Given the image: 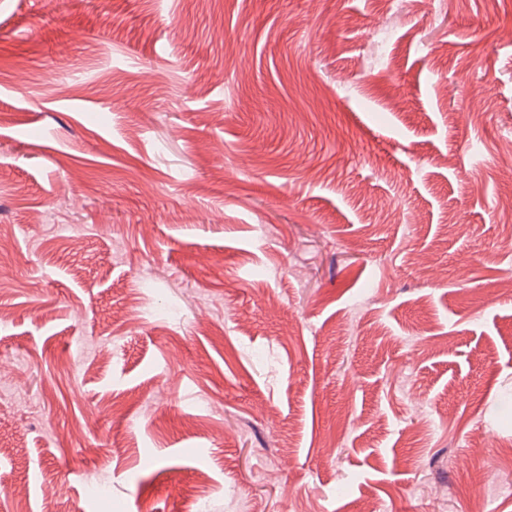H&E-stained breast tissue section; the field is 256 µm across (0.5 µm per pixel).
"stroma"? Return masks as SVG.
<instances>
[{
	"mask_svg": "<svg viewBox=\"0 0 512 512\" xmlns=\"http://www.w3.org/2000/svg\"><path fill=\"white\" fill-rule=\"evenodd\" d=\"M388 10L0 0V512H512V0Z\"/></svg>",
	"mask_w": 512,
	"mask_h": 512,
	"instance_id": "35a3bbf8",
	"label": "stroma"
}]
</instances>
